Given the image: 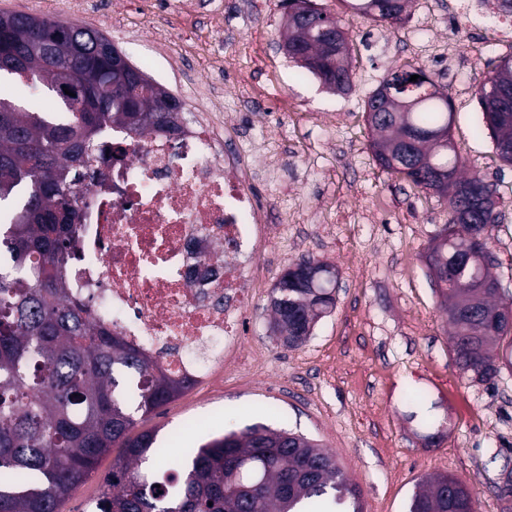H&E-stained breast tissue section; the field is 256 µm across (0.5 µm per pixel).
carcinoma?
<instances>
[{
  "mask_svg": "<svg viewBox=\"0 0 512 512\" xmlns=\"http://www.w3.org/2000/svg\"><path fill=\"white\" fill-rule=\"evenodd\" d=\"M299 2L315 22L302 33L286 32L285 41H298L324 59L310 69L321 82L342 78L351 83L349 48L334 57L323 48L324 29L333 19L310 0ZM351 8L375 21H399L384 0H351ZM33 20L2 13L0 27H7L20 46L59 33L54 57L31 55L20 66L0 62V73L20 84L36 80L53 92L58 66L70 61L79 96L62 98L60 114L45 117L20 111L13 90L0 88V108L12 107L0 111V247L10 255V262H0V512H57L114 448L118 456L95 512H300L322 496L361 512L360 492L344 478L334 456L284 427L226 430L168 474L141 470L148 457L162 455L163 449L150 432L130 436L133 412H153L182 394L187 381L152 363L123 337L92 326L86 305L67 300L66 282L78 260L73 218L81 188L96 176L90 148L112 125L149 131L144 114L157 110L168 91L159 83L146 91L129 74L122 85L126 102L110 97L107 110L98 111V86L112 82V61L100 58L112 51V42L97 31L47 18L39 19L35 30ZM413 74L415 82L410 81ZM390 80L397 95L419 103L400 120L389 112L388 119L373 123L378 134L373 147L400 138H413L416 144L392 161L377 152V161L425 189L431 183L417 176V163L432 173H448L458 187L453 214L467 215L470 234L482 238L492 219L469 208V187L478 177H458L456 155L434 139L451 127L448 97L427 91L429 79L420 69L394 73ZM492 85L512 90V69L487 76L479 97ZM483 118L495 146H512V120L500 122L497 113L486 110ZM439 284L454 328L455 363L479 373L480 382H492L501 372V343L512 332L494 321L505 301L483 297L462 305L458 280L446 276ZM290 298L297 315L290 321L293 331L305 315L317 310L323 316L335 304L328 280L314 288L308 308L296 304L297 289H291ZM127 376L138 378L130 401L116 394L119 379ZM471 498L459 479L437 476L412 495L408 512H457Z\"/></svg>",
  "mask_w": 512,
  "mask_h": 512,
  "instance_id": "carcinoma-1",
  "label": "carcinoma"
}]
</instances>
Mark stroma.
I'll use <instances>...</instances> for the list:
<instances>
[{
	"mask_svg": "<svg viewBox=\"0 0 512 512\" xmlns=\"http://www.w3.org/2000/svg\"><path fill=\"white\" fill-rule=\"evenodd\" d=\"M177 0L150 10L140 0H0V13H22L105 35L130 61L182 95L199 79L240 117L242 142L279 130L284 158L280 198L268 203L273 238L263 256L268 288L251 312L240 352L258 356L261 373L224 377L223 388L186 390L146 415L135 432L158 445L177 441L183 459L227 428L285 426L335 453L360 490L363 512H406L421 484L436 475L467 485L477 512H512V366L493 384L474 382L455 365L448 315L428 255L451 219L449 196L383 169L372 148L365 107L392 73L423 69L447 94L450 138L460 174L493 191L497 220L484 237L490 271L512 294V165L502 162L482 121L476 91L499 60L512 57V22L499 0L469 22L458 0H410L394 26L354 13L348 0H314L348 37L353 85L345 94L303 79L281 32L285 0ZM222 14L224 30L212 17ZM453 46L452 55L442 47ZM248 75L249 88L237 83ZM332 266L335 306L295 348L270 329L272 287L300 258ZM421 401H411V394Z\"/></svg>",
	"mask_w": 512,
	"mask_h": 512,
	"instance_id": "stroma-1",
	"label": "stroma"
}]
</instances>
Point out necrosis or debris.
Listing matches in <instances>:
<instances>
[{"mask_svg":"<svg viewBox=\"0 0 512 512\" xmlns=\"http://www.w3.org/2000/svg\"><path fill=\"white\" fill-rule=\"evenodd\" d=\"M176 131L115 126L95 151L102 180L84 188L67 291L95 325L192 386L213 380L252 307L266 215L248 157L224 148L210 93Z\"/></svg>","mask_w":512,"mask_h":512,"instance_id":"1","label":"necrosis or debris"}]
</instances>
